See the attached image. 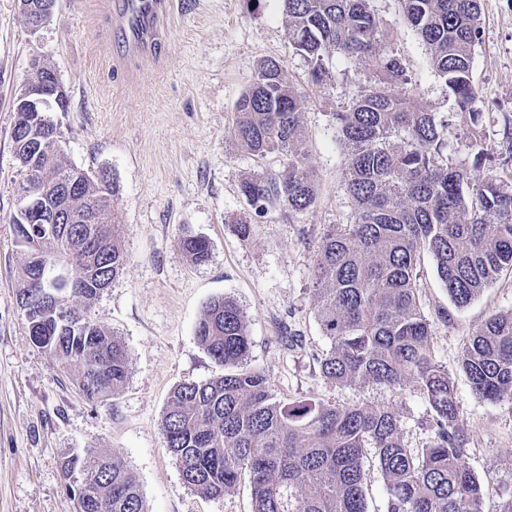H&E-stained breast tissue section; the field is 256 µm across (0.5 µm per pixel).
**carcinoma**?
<instances>
[{
    "label": "carcinoma",
    "instance_id": "cac0c4a2",
    "mask_svg": "<svg viewBox=\"0 0 512 512\" xmlns=\"http://www.w3.org/2000/svg\"><path fill=\"white\" fill-rule=\"evenodd\" d=\"M288 39L323 82L332 52L351 63L346 80L368 84L336 103V134L344 143L347 224H330L316 250L315 314L330 348L318 359L337 386L385 389L411 384L427 402L429 441L409 448L398 410L385 402L337 405L275 398L267 375L247 364L250 339L243 310L228 296L202 309L195 336L221 373L178 385L163 411L166 448L184 484L220 498L243 480L252 512H368L364 461L373 454L383 479L385 512H482L481 485L464 462L454 387L433 355L432 331L420 303L418 261L432 255L437 275L458 307L477 298L512 268V169L498 170L479 127L485 112L473 80L481 38V0H398L402 20L424 43L454 112L441 117L408 93L411 79L387 23L369 0H282ZM301 97L283 62L264 58L235 105L230 137L258 158L278 154L281 167L244 179L240 193L256 217L307 211L316 183L307 165ZM467 123L459 160L448 135L456 117ZM57 130L17 113L11 139L25 169L38 168L29 190L73 185L72 223L51 235L20 212L10 220L24 255L16 298L34 346L52 353L90 402L118 394L128 376L126 352L111 332L73 301L99 296L96 282L114 281L124 263L112 217L116 182L61 160ZM98 207L94 234L80 217ZM96 257L95 278L83 279L81 250ZM194 265L209 261L203 236L181 241ZM66 304L79 328L59 321ZM460 366L474 393L512 401V311L490 316L463 350ZM95 458L93 512H146L138 482L114 456L88 449L62 463L64 475Z\"/></svg>",
    "mask_w": 512,
    "mask_h": 512
}]
</instances>
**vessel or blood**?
Masks as SVG:
<instances>
[{
	"label": "vessel or blood",
	"instance_id": "b4317fda",
	"mask_svg": "<svg viewBox=\"0 0 512 512\" xmlns=\"http://www.w3.org/2000/svg\"><path fill=\"white\" fill-rule=\"evenodd\" d=\"M112 20L131 49H139L154 36L168 15V0H113Z\"/></svg>",
	"mask_w": 512,
	"mask_h": 512
}]
</instances>
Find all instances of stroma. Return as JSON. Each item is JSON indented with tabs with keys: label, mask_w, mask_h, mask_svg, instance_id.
<instances>
[{
	"label": "stroma",
	"mask_w": 512,
	"mask_h": 512,
	"mask_svg": "<svg viewBox=\"0 0 512 512\" xmlns=\"http://www.w3.org/2000/svg\"><path fill=\"white\" fill-rule=\"evenodd\" d=\"M111 0H57L50 23L30 34L19 0H0V512H76L62 474L65 457L92 449L119 457L135 475L147 512H252L241 482L216 499L189 489L168 453L162 415L179 384L218 373L195 336L203 306L234 298L247 322L248 363L263 370L275 397L348 405L384 401L399 409L407 447L428 440V404L412 387H339L321 376L317 356L330 347L314 310L312 269L326 226L347 223L346 149L331 104L351 96L349 62L326 58L321 84L288 42L280 0H172L155 50L122 54L110 21ZM391 27L410 71L415 101L441 114L452 105L398 0H372ZM482 34L473 79L487 112L482 139L501 148L503 117L512 114V0H482ZM53 67L69 98L50 118L63 162L107 171L119 191L112 212L126 264L84 310L120 341L128 377L119 394L90 402L72 375L30 340L16 300L24 261L10 218L24 179L11 132L13 101L33 57ZM283 60L302 96L301 128L318 185L305 213L278 212L254 222L241 240L236 222L251 216L243 179L278 167L276 156L250 155L228 138L235 104L258 61ZM207 237L211 257L190 263L180 242ZM421 304L432 347L454 385L465 461L482 485L484 512H499L512 490V402L479 399L459 366L463 348L494 313L512 309V271L459 308L449 299L430 254L419 261ZM448 313L447 320L436 311Z\"/></svg>",
	"instance_id": "35a3bbf8"
}]
</instances>
